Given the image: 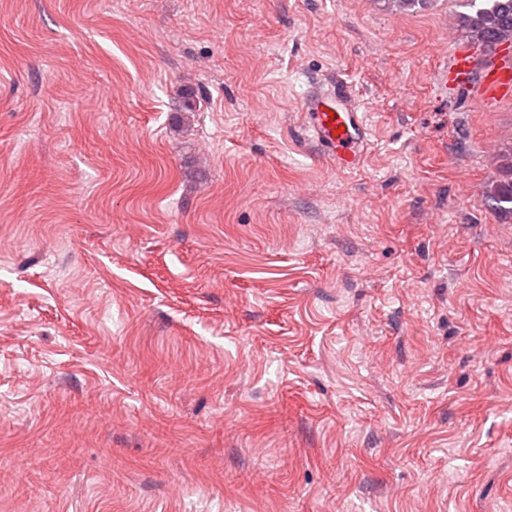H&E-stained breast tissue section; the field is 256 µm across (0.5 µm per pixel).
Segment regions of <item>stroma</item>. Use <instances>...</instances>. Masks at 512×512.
I'll use <instances>...</instances> for the list:
<instances>
[{
    "label": "stroma",
    "instance_id": "stroma-1",
    "mask_svg": "<svg viewBox=\"0 0 512 512\" xmlns=\"http://www.w3.org/2000/svg\"><path fill=\"white\" fill-rule=\"evenodd\" d=\"M458 12L0 0V512H512V97L439 93ZM302 112L303 127L309 138L338 169H353L361 162L367 145L366 113L361 112L359 103L336 73L327 74L319 81ZM339 127L345 130L340 131ZM490 199L496 210L512 213V148L503 159Z\"/></svg>",
    "mask_w": 512,
    "mask_h": 512
}]
</instances>
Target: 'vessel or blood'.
<instances>
[{
  "instance_id": "obj_1",
  "label": "vessel or blood",
  "mask_w": 512,
  "mask_h": 512,
  "mask_svg": "<svg viewBox=\"0 0 512 512\" xmlns=\"http://www.w3.org/2000/svg\"><path fill=\"white\" fill-rule=\"evenodd\" d=\"M503 65L491 68L483 78L482 100L512 95V49L503 48ZM474 51L454 48L452 62L439 75L440 84L467 79L473 70ZM303 127L324 156L338 169L355 168L362 160L366 137V120L360 105L342 84L338 75H325L303 105Z\"/></svg>"
}]
</instances>
